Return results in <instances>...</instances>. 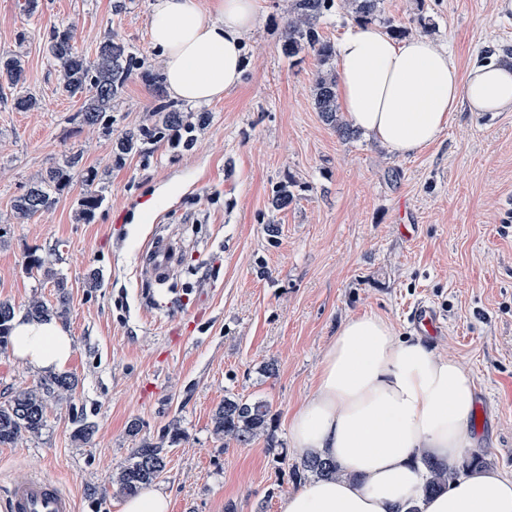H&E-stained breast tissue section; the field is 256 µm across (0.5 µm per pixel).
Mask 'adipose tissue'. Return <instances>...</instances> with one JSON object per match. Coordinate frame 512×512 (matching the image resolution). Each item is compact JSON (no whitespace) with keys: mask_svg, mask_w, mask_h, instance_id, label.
Listing matches in <instances>:
<instances>
[{"mask_svg":"<svg viewBox=\"0 0 512 512\" xmlns=\"http://www.w3.org/2000/svg\"><path fill=\"white\" fill-rule=\"evenodd\" d=\"M263 0H153L149 26L161 53L164 89L205 103L241 82L244 50ZM337 95L348 121L390 154L435 142L454 112H512V58L457 62L431 39H395L373 23L350 25L336 46ZM14 355L37 368H64L73 341L56 320L17 315ZM472 373L423 337H399L382 316L346 321L326 346L313 394L290 420L293 448L333 459L337 476L291 495L284 512H512V477L460 472L475 445ZM427 456L459 477L424 495Z\"/></svg>","mask_w":512,"mask_h":512,"instance_id":"ef3b65f1","label":"adipose tissue"}]
</instances>
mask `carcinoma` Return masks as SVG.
Here are the masks:
<instances>
[{
	"label": "carcinoma",
	"mask_w": 512,
	"mask_h": 512,
	"mask_svg": "<svg viewBox=\"0 0 512 512\" xmlns=\"http://www.w3.org/2000/svg\"><path fill=\"white\" fill-rule=\"evenodd\" d=\"M380 0H349V7L356 17L372 21L378 17ZM335 0H288V18L279 39L283 56L292 59L301 52H312L319 60L321 69L314 81V105L323 119L336 128L344 140L354 137L349 124L338 116L336 102V76L327 68L335 54L334 47L320 31L317 21L332 12ZM73 29L55 27L47 42V53L59 66L61 81L59 89L70 98L82 101L78 116L89 126L107 125L110 112L122 92L126 81L134 74L145 78L155 92V102L146 123L131 129L112 143V153L118 159L130 154H144L148 146L167 138L170 130L177 126L194 127L206 120V113L193 112L182 105L162 99L163 78L147 69L142 54L123 41L107 39L98 46L95 57L88 59L77 53L72 41ZM24 63L18 55L0 56V74L8 77L15 86L24 81ZM86 174V180L94 181L96 173L83 169L81 154H71L63 162L51 166L33 181L27 189L15 198L12 209L14 217L20 220L48 213L55 204L56 195L61 193L73 179ZM291 184H280L273 191L270 204L275 210L282 209L294 199ZM26 267L38 269L54 282L60 295L67 288L63 278L47 266L46 258L30 254ZM15 307L9 301H0V347L8 345L11 337ZM28 317L48 320L64 314V305L49 307L40 301H33L27 308ZM78 379L72 374H57L45 377L34 387L16 393L9 403L0 405V445L11 444L23 435L37 436L46 427L47 411L52 401H59L73 395ZM73 436L88 443L97 432V425L88 414L81 412L73 416ZM214 432L237 445L246 447L269 434L272 415L269 405L263 400L247 401L226 398L215 412ZM167 440L152 442L143 440L132 449L127 461L113 474L111 484L125 495H132L140 488L158 479L166 468L167 448L165 443L175 444L181 432L172 426L166 434ZM422 462L429 477L424 492L433 494L448 488V471L437 462L424 457ZM302 473L318 477L337 474L336 464L318 455L305 457Z\"/></svg>",
	"instance_id": "1"
}]
</instances>
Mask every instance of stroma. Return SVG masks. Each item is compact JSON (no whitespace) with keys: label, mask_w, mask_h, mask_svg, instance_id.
Listing matches in <instances>:
<instances>
[{"label":"stroma","mask_w":512,"mask_h":512,"mask_svg":"<svg viewBox=\"0 0 512 512\" xmlns=\"http://www.w3.org/2000/svg\"><path fill=\"white\" fill-rule=\"evenodd\" d=\"M151 2L39 0L30 14L25 0H0V54L20 55L26 74L18 86L0 75V300L19 313L34 299L56 305L53 282L25 267L29 250L48 257L67 284L65 370L79 379L73 404L53 406L41 435L0 445V512L20 470L55 478L77 512H118L113 469L173 422L183 436L156 481L171 512H282L302 487L289 421L315 389L327 344L366 312L415 335L410 314L422 302L442 318L431 347L474 376L485 411L475 453L485 468L512 474V112L458 111L434 144L407 157L363 135L342 140L314 107L317 58L279 50L288 0H264L242 83L202 104L208 122L194 147L163 141L119 161L112 142L145 122L151 87L132 75L109 129L82 124L80 101L59 91L46 42L53 27L70 26L80 54L113 38L161 71ZM383 7L410 35L447 48L460 69L490 50L512 56V12L498 0ZM22 93L38 108L17 111ZM74 152L97 171L94 184L74 181L51 212L15 219L14 197ZM288 181L293 202L270 211L273 189ZM90 191L104 201L83 218ZM160 228L183 255L170 294L191 300L206 289L197 307L170 312L149 302L139 257ZM43 375L0 348V404ZM227 397L267 401L270 435L247 447L215 436L211 418ZM74 405L97 424L90 444L71 436ZM133 421L136 437L127 432Z\"/></svg>","instance_id":"1"}]
</instances>
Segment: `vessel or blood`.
Segmentation results:
<instances>
[{"label":"vessel or blood","instance_id":"1","mask_svg":"<svg viewBox=\"0 0 512 512\" xmlns=\"http://www.w3.org/2000/svg\"><path fill=\"white\" fill-rule=\"evenodd\" d=\"M179 266L174 240L158 236L139 260L142 276L155 286H164ZM412 323L421 332L435 335L442 329L437 312L428 305H418ZM6 512H75L71 495L55 480L36 471L18 474L12 481L5 503Z\"/></svg>","mask_w":512,"mask_h":512}]
</instances>
